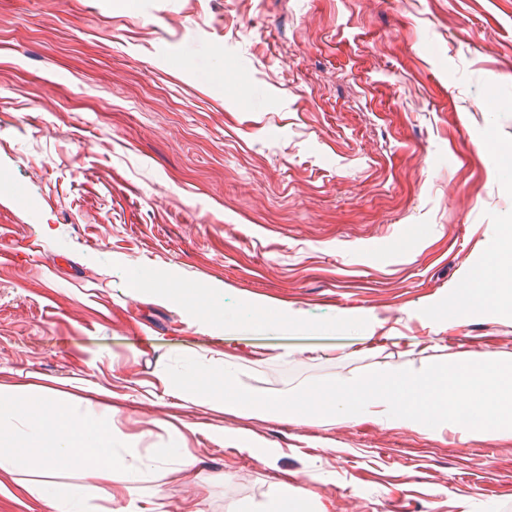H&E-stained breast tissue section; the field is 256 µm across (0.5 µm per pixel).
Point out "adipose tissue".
Masks as SVG:
<instances>
[{"label":"adipose tissue","instance_id":"1","mask_svg":"<svg viewBox=\"0 0 512 512\" xmlns=\"http://www.w3.org/2000/svg\"><path fill=\"white\" fill-rule=\"evenodd\" d=\"M139 291L164 295L187 305L200 323L216 324L224 310L216 288H198L180 280L158 283L143 277ZM512 308V229L498 241L487 261L458 288L452 308L436 319L448 323L469 312L496 316ZM114 428L93 426L73 406L60 404L47 390L23 386L0 389V474L26 468L34 476L25 486L48 512H87L91 498L114 502L113 512H166L164 496H145L143 484L165 470L190 479L196 458L178 448H159L148 456L117 448ZM80 469L81 483L60 482V475Z\"/></svg>","mask_w":512,"mask_h":512}]
</instances>
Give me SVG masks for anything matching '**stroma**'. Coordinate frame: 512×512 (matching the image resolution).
Returning a JSON list of instances; mask_svg holds the SVG:
<instances>
[{"instance_id": "stroma-1", "label": "stroma", "mask_w": 512, "mask_h": 512, "mask_svg": "<svg viewBox=\"0 0 512 512\" xmlns=\"http://www.w3.org/2000/svg\"><path fill=\"white\" fill-rule=\"evenodd\" d=\"M0 173V385L187 449L192 481L154 482L167 512L256 506L285 476L310 512H512L511 434L243 417L155 385L179 356L233 357L269 394L512 360V317H429L512 227V0H0ZM137 270L304 325L199 324ZM220 440L222 443L237 448L240 453L252 457L259 455L273 457L276 453L274 448H261L262 445L257 436L243 429H224L221 432Z\"/></svg>"}]
</instances>
